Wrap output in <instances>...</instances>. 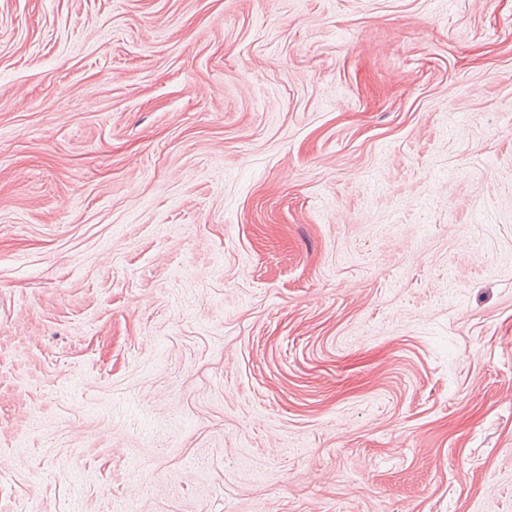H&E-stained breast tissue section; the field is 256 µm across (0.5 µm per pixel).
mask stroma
I'll return each instance as SVG.
<instances>
[{
	"label": "stroma",
	"mask_w": 512,
	"mask_h": 512,
	"mask_svg": "<svg viewBox=\"0 0 512 512\" xmlns=\"http://www.w3.org/2000/svg\"><path fill=\"white\" fill-rule=\"evenodd\" d=\"M0 512H512V0H0Z\"/></svg>",
	"instance_id": "35a3bbf8"
}]
</instances>
